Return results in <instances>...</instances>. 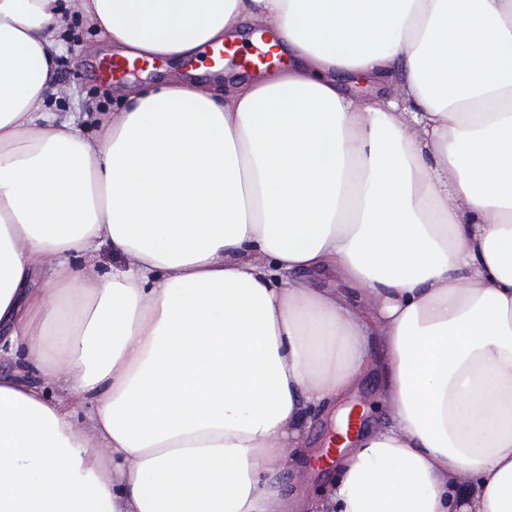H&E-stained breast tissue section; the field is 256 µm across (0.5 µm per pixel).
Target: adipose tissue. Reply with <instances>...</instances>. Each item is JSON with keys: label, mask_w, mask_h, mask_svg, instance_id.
Returning <instances> with one entry per match:
<instances>
[{"label": "adipose tissue", "mask_w": 512, "mask_h": 512, "mask_svg": "<svg viewBox=\"0 0 512 512\" xmlns=\"http://www.w3.org/2000/svg\"><path fill=\"white\" fill-rule=\"evenodd\" d=\"M78 20L288 64L61 122ZM0 512H512V0H0ZM259 30H262L263 33H264V38H262V42L267 44L269 41H270V34L265 31L267 29H264L263 26L261 27H256L254 28L248 35V43L245 44V45H241L240 42H238V45H241L242 47V52L243 53H255L256 52V47L255 46H260V47H257V48H260L258 49V51L251 55V56H243V57H240V61H241V64H244V63H249V64H252V65H256L257 63H263L264 59H265V54L264 52H266V58L269 59V55L268 54H272L274 56V53L277 51L275 48H270L268 51H265L264 49H262V44L259 42V38L261 36V31ZM255 36V43L254 42H251V37ZM380 382L376 375H368L361 381L360 385L341 404L348 407L353 419L363 425L377 421L383 422L387 417L386 410L381 407L379 399ZM359 428V429H360ZM340 429L335 419L331 414L318 416L310 430L311 438L317 443L315 448L319 454H323L326 449V443L334 436Z\"/></svg>", "instance_id": "adipose-tissue-1"}]
</instances>
